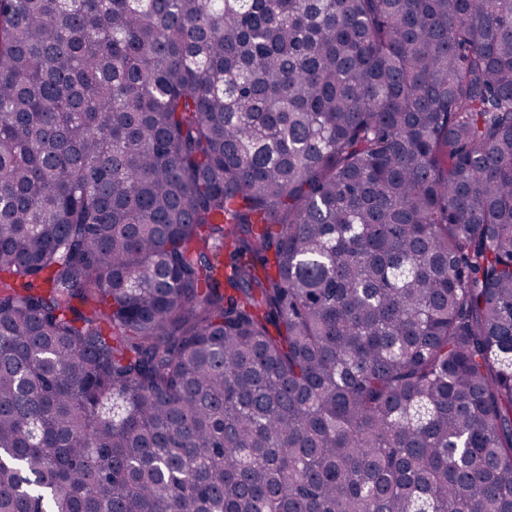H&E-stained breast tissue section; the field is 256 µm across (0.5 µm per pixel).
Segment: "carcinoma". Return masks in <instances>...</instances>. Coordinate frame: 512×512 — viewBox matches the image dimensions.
<instances>
[{
    "instance_id": "cac0c4a2",
    "label": "carcinoma",
    "mask_w": 512,
    "mask_h": 512,
    "mask_svg": "<svg viewBox=\"0 0 512 512\" xmlns=\"http://www.w3.org/2000/svg\"><path fill=\"white\" fill-rule=\"evenodd\" d=\"M0 512H512V0H0Z\"/></svg>"
}]
</instances>
